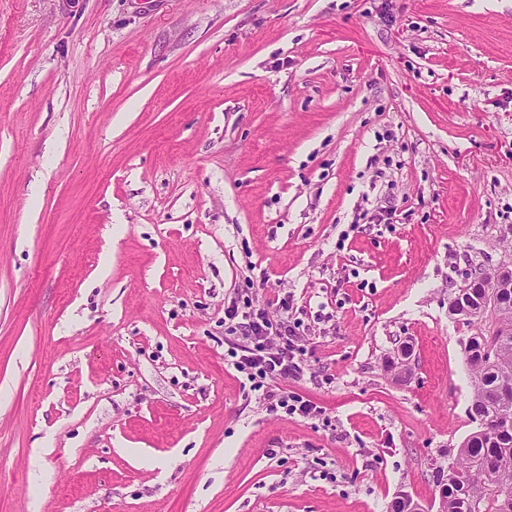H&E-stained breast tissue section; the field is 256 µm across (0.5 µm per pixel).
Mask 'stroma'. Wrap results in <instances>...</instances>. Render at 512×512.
<instances>
[{"instance_id": "1", "label": "stroma", "mask_w": 512, "mask_h": 512, "mask_svg": "<svg viewBox=\"0 0 512 512\" xmlns=\"http://www.w3.org/2000/svg\"><path fill=\"white\" fill-rule=\"evenodd\" d=\"M506 265L512 0H0V512H433ZM249 297L322 418L231 365ZM494 271L493 272H486L482 269L474 270V273H470V281L464 286H468L470 283H478L479 285H488L494 278ZM460 288L458 289V292L455 294V296L450 300L452 302L454 299L459 298L461 296L465 298H469L475 301V297L478 295H486L490 294V291H492L493 288ZM449 302V304H450Z\"/></svg>"}]
</instances>
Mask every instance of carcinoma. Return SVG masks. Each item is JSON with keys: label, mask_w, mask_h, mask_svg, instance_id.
Instances as JSON below:
<instances>
[{"label": "carcinoma", "mask_w": 512, "mask_h": 512, "mask_svg": "<svg viewBox=\"0 0 512 512\" xmlns=\"http://www.w3.org/2000/svg\"><path fill=\"white\" fill-rule=\"evenodd\" d=\"M493 278V273L478 269L470 273V282L479 287L460 288L455 297L486 295ZM465 321L482 324L472 336L475 346L464 343L473 388L469 415L480 427L468 437L472 447L456 449L452 464L461 472L458 481L440 471L434 472V481L444 512H504L499 491L512 490V394L504 398L499 388L512 382V323H502L492 310L478 307Z\"/></svg>", "instance_id": "1"}]
</instances>
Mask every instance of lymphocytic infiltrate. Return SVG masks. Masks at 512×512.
<instances>
[{"instance_id":"lymphocytic-infiltrate-1","label":"lymphocytic infiltrate","mask_w":512,"mask_h":512,"mask_svg":"<svg viewBox=\"0 0 512 512\" xmlns=\"http://www.w3.org/2000/svg\"><path fill=\"white\" fill-rule=\"evenodd\" d=\"M301 327L298 319L271 321L266 309L249 298L224 309V332L232 338L228 355L251 391L258 393L269 411L309 419L319 415V407L281 387L282 381H297L306 375Z\"/></svg>"}]
</instances>
